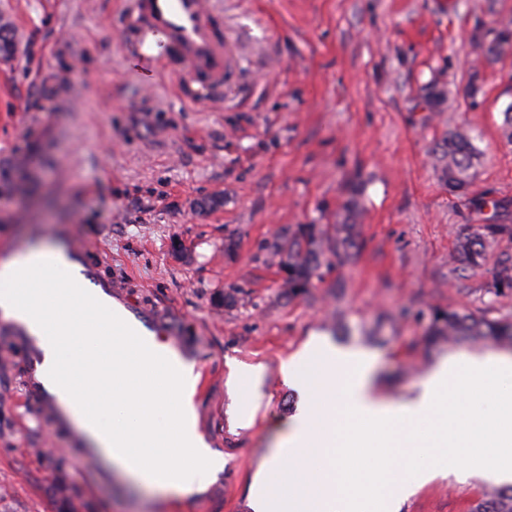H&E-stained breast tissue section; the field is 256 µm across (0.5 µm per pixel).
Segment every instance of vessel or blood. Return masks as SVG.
<instances>
[{"label":"vessel or blood","mask_w":512,"mask_h":512,"mask_svg":"<svg viewBox=\"0 0 512 512\" xmlns=\"http://www.w3.org/2000/svg\"><path fill=\"white\" fill-rule=\"evenodd\" d=\"M124 23L131 31L128 55L144 75L164 67L185 71L207 98L223 99L235 79L231 38L222 31L205 0H128ZM53 260L64 267L75 287L93 294L108 311L122 312L130 335L153 336L157 329L145 312L124 310L120 281L91 261L87 246L70 240L54 249ZM0 334L24 339L30 349L26 392L38 399L43 418L63 428L71 409L44 382L47 354L40 345L37 324L24 314L0 307Z\"/></svg>","instance_id":"vessel-or-blood-1"}]
</instances>
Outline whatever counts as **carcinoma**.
I'll use <instances>...</instances> for the list:
<instances>
[{
	"instance_id": "1",
	"label": "carcinoma",
	"mask_w": 512,
	"mask_h": 512,
	"mask_svg": "<svg viewBox=\"0 0 512 512\" xmlns=\"http://www.w3.org/2000/svg\"><path fill=\"white\" fill-rule=\"evenodd\" d=\"M509 46H512V26L505 24L485 46L484 54L490 59L495 58ZM16 47L15 33L9 25L1 23L0 58L11 59ZM476 156L477 148L468 132L456 130L448 135L443 151V173L448 179L450 191L465 189L468 184V170ZM511 234L512 226L508 224H484L458 243L456 259L466 267L477 266L484 258L489 240ZM353 241L351 224H332L326 227L316 224L300 225L288 246V293H305L325 252L347 250L353 245ZM502 288H512L511 257H505L499 262L497 289ZM424 339L432 343L446 340L450 345L482 343L512 347V322L486 316L476 317L463 311L435 309ZM470 512H512V487H502L482 494Z\"/></svg>"
}]
</instances>
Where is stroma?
<instances>
[{"label": "stroma", "instance_id": "1", "mask_svg": "<svg viewBox=\"0 0 512 512\" xmlns=\"http://www.w3.org/2000/svg\"><path fill=\"white\" fill-rule=\"evenodd\" d=\"M125 2L0 0L17 37L0 63V246L76 238L129 305L174 328L205 378L198 426L224 468L167 499L87 464L25 396L27 346L0 335V512H252L253 477L299 402L282 365L311 340L373 354L376 390L395 402L443 358L512 356L423 340L435 307L512 322V290L495 289L512 237L480 266L453 259L480 225H512V51L483 54L512 0H210L241 72L226 101L179 72L136 74ZM460 128L478 155L452 193L441 150ZM349 221L355 247L289 295L271 244ZM256 367L244 428L235 378ZM488 488L438 476L399 512H469Z\"/></svg>", "mask_w": 512, "mask_h": 512}]
</instances>
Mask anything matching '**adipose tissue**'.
<instances>
[{"instance_id":"adipose-tissue-1","label":"adipose tissue","mask_w":512,"mask_h":512,"mask_svg":"<svg viewBox=\"0 0 512 512\" xmlns=\"http://www.w3.org/2000/svg\"><path fill=\"white\" fill-rule=\"evenodd\" d=\"M52 253L45 246L16 261L23 277L10 301L53 343L56 386L87 415L93 451L146 488L193 492L224 465L197 428L193 363L130 336L50 263Z\"/></svg>"}]
</instances>
